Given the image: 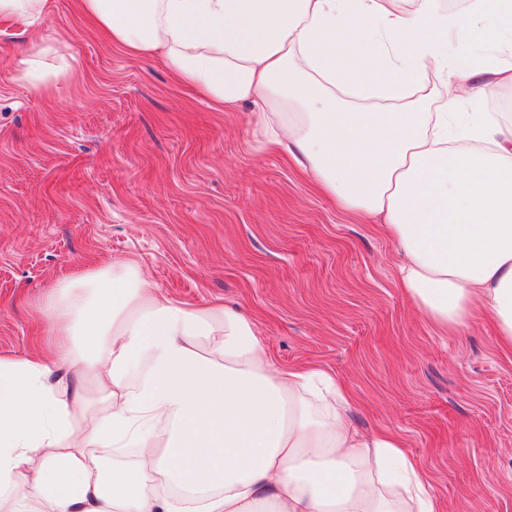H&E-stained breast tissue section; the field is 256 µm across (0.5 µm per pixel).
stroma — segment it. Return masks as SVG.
I'll use <instances>...</instances> for the list:
<instances>
[{"instance_id":"1","label":"stroma","mask_w":512,"mask_h":512,"mask_svg":"<svg viewBox=\"0 0 512 512\" xmlns=\"http://www.w3.org/2000/svg\"><path fill=\"white\" fill-rule=\"evenodd\" d=\"M40 31L79 68L33 94L12 74L31 34L0 25V356L31 352L61 275L133 258L178 301L242 308L278 365L344 381L353 426L399 435L445 512H512V352L492 320L438 331L378 224L262 151L247 105L215 111L76 0Z\"/></svg>"}]
</instances>
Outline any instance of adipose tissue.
<instances>
[{
	"label": "adipose tissue",
	"mask_w": 512,
	"mask_h": 512,
	"mask_svg": "<svg viewBox=\"0 0 512 512\" xmlns=\"http://www.w3.org/2000/svg\"><path fill=\"white\" fill-rule=\"evenodd\" d=\"M79 6L215 106L249 105L263 150L382 217L434 326L489 315L512 348V135L487 110L512 85V0ZM74 67L43 42L13 71L45 91ZM41 314L40 352L0 356V512H442L399 437L353 428L344 383L278 367L240 309L176 301L123 260L61 276Z\"/></svg>",
	"instance_id": "ef3b65f1"
}]
</instances>
